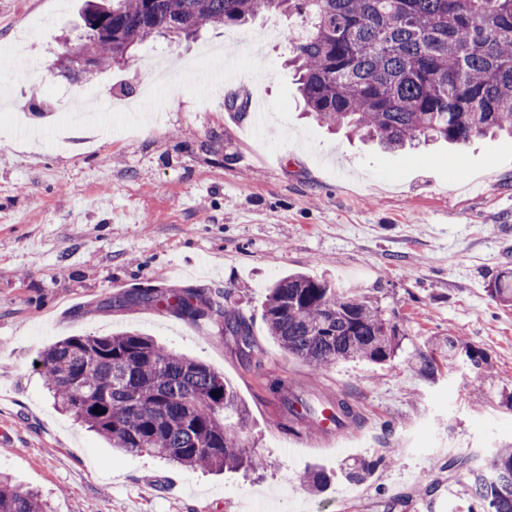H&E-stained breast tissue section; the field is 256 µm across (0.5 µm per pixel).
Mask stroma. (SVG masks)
<instances>
[{
	"label": "stroma",
	"mask_w": 512,
	"mask_h": 512,
	"mask_svg": "<svg viewBox=\"0 0 512 512\" xmlns=\"http://www.w3.org/2000/svg\"><path fill=\"white\" fill-rule=\"evenodd\" d=\"M81 0H0V471L54 512H469L467 472L512 439V308L486 292L512 269V138L389 153L301 114L286 60L300 16L157 37L125 64L66 72ZM236 54L209 89L213 50ZM38 96H31L32 86ZM264 107L238 122L231 99ZM108 138H97L99 128ZM376 301L404 340L394 360L319 375L268 335L262 303L289 271ZM137 288H229L252 321L253 356L219 324L146 307ZM136 329L224 375L245 403L254 471H200L116 453L58 411L36 363L51 342ZM453 335L487 362L449 360ZM312 404L345 398L358 423L294 437L272 382ZM376 461L350 483L354 461ZM322 471L329 484L310 487Z\"/></svg>",
	"instance_id": "stroma-1"
}]
</instances>
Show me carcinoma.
Instances as JSON below:
<instances>
[{
	"label": "carcinoma",
	"instance_id": "1",
	"mask_svg": "<svg viewBox=\"0 0 512 512\" xmlns=\"http://www.w3.org/2000/svg\"><path fill=\"white\" fill-rule=\"evenodd\" d=\"M274 12L310 23L306 36L291 40L289 64L318 122L389 151L512 134V0H86L78 48L109 67L156 35L190 36L207 23L242 25ZM488 293L512 306V271L495 276ZM105 306L213 320L224 335L254 346L251 320L228 289L145 288ZM263 317L279 347L316 370L349 360L383 364L401 344L379 307L302 272L272 283ZM40 367L54 404L117 451L190 469L259 465L242 432L247 407L224 375L135 330L69 336L43 350ZM282 401L292 415L299 405L311 413L291 387ZM328 410L338 428L359 420L345 399ZM444 468L468 472V495L482 512H512V443L483 468L462 455ZM0 512L53 510L0 473Z\"/></svg>",
	"mask_w": 512,
	"mask_h": 512
}]
</instances>
